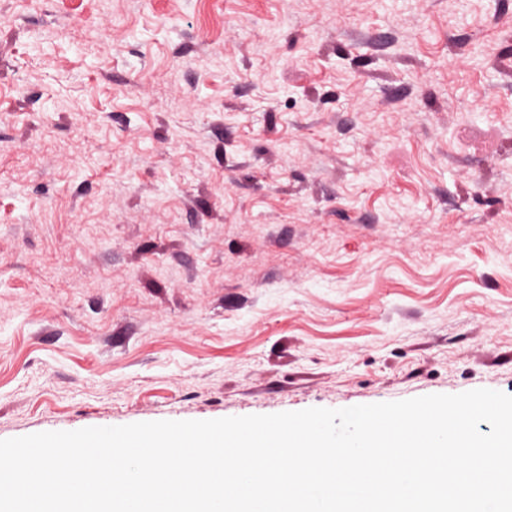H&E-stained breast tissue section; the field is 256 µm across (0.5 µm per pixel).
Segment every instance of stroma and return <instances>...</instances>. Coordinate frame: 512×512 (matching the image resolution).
Returning <instances> with one entry per match:
<instances>
[{"mask_svg":"<svg viewBox=\"0 0 512 512\" xmlns=\"http://www.w3.org/2000/svg\"><path fill=\"white\" fill-rule=\"evenodd\" d=\"M512 395V0H0V439Z\"/></svg>","mask_w":512,"mask_h":512,"instance_id":"1","label":"stroma"}]
</instances>
